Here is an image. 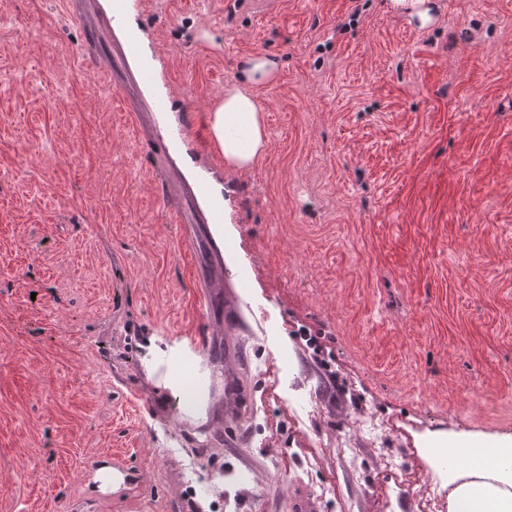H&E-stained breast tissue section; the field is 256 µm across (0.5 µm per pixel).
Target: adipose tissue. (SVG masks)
I'll return each mask as SVG.
<instances>
[{"mask_svg":"<svg viewBox=\"0 0 512 512\" xmlns=\"http://www.w3.org/2000/svg\"><path fill=\"white\" fill-rule=\"evenodd\" d=\"M276 74V63L267 56L248 58L241 66L243 83L267 84ZM242 85L225 87L208 119L210 138L225 162L240 169L249 167L267 143L261 109ZM463 473L467 480L452 492L451 512H512V452L480 447Z\"/></svg>","mask_w":512,"mask_h":512,"instance_id":"1","label":"adipose tissue"}]
</instances>
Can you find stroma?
Masks as SVG:
<instances>
[{
    "label": "stroma",
    "mask_w": 512,
    "mask_h": 512,
    "mask_svg": "<svg viewBox=\"0 0 512 512\" xmlns=\"http://www.w3.org/2000/svg\"><path fill=\"white\" fill-rule=\"evenodd\" d=\"M111 2L0 0V512H420L426 442L512 444V0H430L424 27L391 0H124L106 28ZM255 55L268 144L235 169L194 136ZM175 167L222 229L166 209ZM284 369L317 416L271 395ZM241 78L255 85L272 82L277 74L276 62L267 56L251 57L241 66Z\"/></svg>",
    "instance_id": "obj_1"
}]
</instances>
